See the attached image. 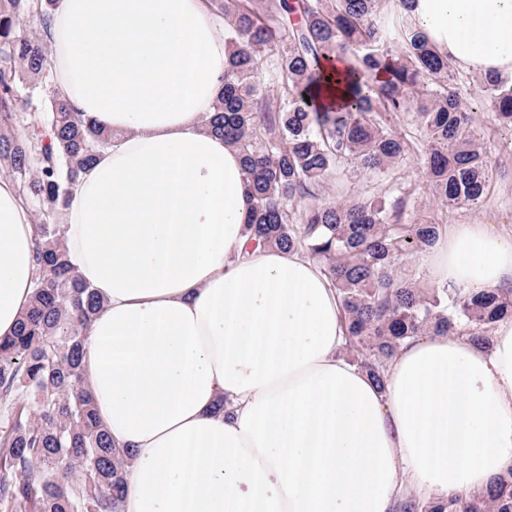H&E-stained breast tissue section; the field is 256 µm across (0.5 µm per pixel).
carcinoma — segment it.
<instances>
[{
	"mask_svg": "<svg viewBox=\"0 0 512 512\" xmlns=\"http://www.w3.org/2000/svg\"><path fill=\"white\" fill-rule=\"evenodd\" d=\"M53 2L0 0V130H12L0 133V168L38 213L39 269L18 329L0 339V512H119L133 453L112 446L82 376L84 330L102 301L70 265L60 221L81 174L112 146V131L50 89ZM406 5L211 0L229 38L224 93L206 124L243 158L248 246L301 252L321 266L344 313L346 348L379 388L385 362L406 341L465 336L488 348L494 323L512 317V290L426 294L397 269L439 234L434 218L407 212L413 190L396 177L403 164L416 161L436 205L448 210L478 206L492 182L484 133L459 87L475 86L512 126V78L461 73ZM25 17L41 31L20 28ZM332 59L348 66L336 75L349 94L339 110L317 101ZM343 173L381 176L385 190L322 197ZM401 512H512V466L484 491L407 501Z\"/></svg>",
	"mask_w": 512,
	"mask_h": 512,
	"instance_id": "1",
	"label": "carcinoma"
}]
</instances>
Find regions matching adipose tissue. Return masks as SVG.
<instances>
[{"instance_id": "ef3b65f1", "label": "adipose tissue", "mask_w": 512, "mask_h": 512, "mask_svg": "<svg viewBox=\"0 0 512 512\" xmlns=\"http://www.w3.org/2000/svg\"><path fill=\"white\" fill-rule=\"evenodd\" d=\"M458 68L512 75V0H411ZM51 75L115 139L64 210L71 266L103 300L82 358L97 418L133 453L121 512H400L512 464V319L491 349L407 342L376 387L348 359L319 265L248 250L238 150L204 125L226 36L204 0H55ZM29 208L0 178V337L37 270ZM434 286L512 288V230L451 224Z\"/></svg>"}]
</instances>
